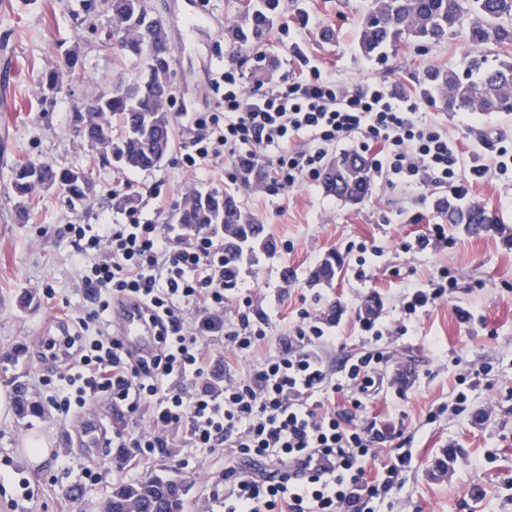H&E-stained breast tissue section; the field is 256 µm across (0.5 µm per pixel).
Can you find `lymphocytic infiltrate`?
I'll return each mask as SVG.
<instances>
[{
	"mask_svg": "<svg viewBox=\"0 0 512 512\" xmlns=\"http://www.w3.org/2000/svg\"><path fill=\"white\" fill-rule=\"evenodd\" d=\"M280 31L302 72L277 88L249 89L225 62L210 82L217 111L193 121L187 168L222 156L235 179L267 196L284 194L319 178L330 148L358 132L361 151L387 184L455 187L458 145L443 124L426 119L425 91L406 93L385 79L340 85L302 55L289 26ZM55 235L79 256L78 285L98 304L68 337L63 370L38 378L59 415L100 399L131 415L150 405V429L115 431L113 447L145 459L180 434L192 447L223 449L224 512H375L402 488L414 463L410 439L356 422L364 398L383 384L384 351L346 357L344 379L335 381L319 353L334 339L305 311L274 355L241 372L268 324L248 296L235 320L224 318L223 230L144 222L131 211L123 224H64ZM122 299L143 305L156 331L152 349L127 350L111 322L100 320L101 310ZM213 336L229 351L218 361L209 350ZM269 461L275 469L264 470Z\"/></svg>",
	"mask_w": 512,
	"mask_h": 512,
	"instance_id": "f902f5d3",
	"label": "lymphocytic infiltrate"
}]
</instances>
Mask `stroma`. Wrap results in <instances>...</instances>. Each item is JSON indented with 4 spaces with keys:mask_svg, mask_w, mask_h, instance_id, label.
Returning a JSON list of instances; mask_svg holds the SVG:
<instances>
[{
    "mask_svg": "<svg viewBox=\"0 0 512 512\" xmlns=\"http://www.w3.org/2000/svg\"><path fill=\"white\" fill-rule=\"evenodd\" d=\"M239 5L240 0H207L217 24L183 37L171 109L215 111L208 60L214 54L232 59L224 27ZM370 6L371 0H284L279 18L292 21L304 52L344 85L382 78L413 90L423 86L428 70L459 59L463 47L454 37L421 51L389 47L380 61L362 56L358 32ZM110 31L101 2L92 7L87 0H0V396L8 402L0 416V512H102L113 488L155 474L186 482L190 512H219L213 491L224 472L223 450L194 448L178 437L172 451L155 453L146 463L121 448L92 452L77 441L84 419H60L45 388L35 383L52 373L35 347L43 327L61 319L77 327L93 307L77 284V256L52 236V229L96 224L105 214L125 223L126 209L117 199L128 193L136 195L142 219L169 224L187 196L211 190L234 193L265 224L272 243L269 251L258 252L255 263L244 265L236 288L226 293L227 319H235L247 294L269 323L265 344L243 360V369L274 354L279 337L292 333L302 310H318L336 338L335 345L321 350L333 372H340L345 357L373 342L389 355L383 376L409 377L404 393L383 389L358 414L359 421L389 425L412 440L416 462L388 512H512V177L492 173L466 184V202L494 211L500 219L495 228L476 237L452 227L447 247L407 252L403 241L439 223L434 201L445 188L413 190L376 179L368 200L353 205L307 179L284 195L262 197L231 179L226 159L209 162L196 174L184 171L182 157L190 150L184 129L176 130L174 149L156 171L99 167L72 115L85 104L87 82L107 88L138 70L137 60L122 55ZM263 52L274 61L273 76L263 79L252 73L250 63H241L247 86L276 87L284 76L298 74L296 59L276 40H268ZM72 56L80 80L63 81L57 94L44 96L45 72L65 69ZM427 116L447 125L462 169L472 164L481 137L512 146V112L481 114L474 126L465 113L448 111L435 96ZM29 160L84 170L96 185L95 195L71 209L57 195L40 193L29 213L19 215L12 172ZM160 199L167 203L161 211ZM329 257L337 268L332 284L311 283L312 272ZM361 267L369 270L368 278L358 279ZM442 269L454 281L447 298L405 316L408 285L427 287ZM37 284L54 288L55 303L34 293ZM375 299L381 303L383 333L377 341L358 317L360 307ZM462 310L471 312L469 321L459 319ZM402 325L408 326L407 334H398ZM461 360L473 371L492 367L496 376L494 386L469 393V409L487 412L476 424L454 411ZM21 391L38 403L37 411H19ZM32 441L51 450L38 467L23 456ZM451 448L456 457L448 471H440L438 464ZM22 480L30 496H23ZM474 483L482 485V498L468 496Z\"/></svg>",
    "mask_w": 512,
    "mask_h": 512,
    "instance_id": "obj_1",
    "label": "stroma"
}]
</instances>
